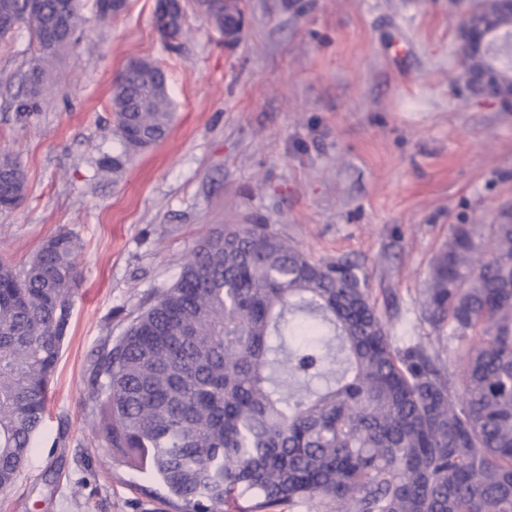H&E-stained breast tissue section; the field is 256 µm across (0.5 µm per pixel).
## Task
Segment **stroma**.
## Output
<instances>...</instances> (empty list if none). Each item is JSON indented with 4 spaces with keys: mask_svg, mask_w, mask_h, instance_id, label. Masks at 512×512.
<instances>
[{
    "mask_svg": "<svg viewBox=\"0 0 512 512\" xmlns=\"http://www.w3.org/2000/svg\"><path fill=\"white\" fill-rule=\"evenodd\" d=\"M155 0L82 26L20 114L32 53L0 41V153L26 174L0 209V257L23 266L61 231L81 285L38 446L0 512H179L149 472L94 425L91 368L227 224H268L314 259L358 260L397 346L437 347L462 377L465 343L421 309L452 225L512 214V111L463 86L464 0H246L238 43L187 2L179 50L158 38ZM165 74L173 121L159 144L104 173L114 81L128 59Z\"/></svg>",
    "mask_w": 512,
    "mask_h": 512,
    "instance_id": "stroma-1",
    "label": "stroma"
}]
</instances>
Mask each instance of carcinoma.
Masks as SVG:
<instances>
[{
    "mask_svg": "<svg viewBox=\"0 0 512 512\" xmlns=\"http://www.w3.org/2000/svg\"><path fill=\"white\" fill-rule=\"evenodd\" d=\"M61 0H0L41 46ZM472 14L505 12L479 0ZM159 69L137 58L112 92L122 157L162 140ZM0 196L16 205L18 161ZM360 265L318 261L268 224H227L93 365L100 434L180 512H512V222L454 224L422 292L467 341L462 390L438 350L392 345ZM78 243L0 259V490L45 420L76 291Z\"/></svg>",
    "mask_w": 512,
    "mask_h": 512,
    "instance_id": "cac0c4a2",
    "label": "carcinoma"
}]
</instances>
